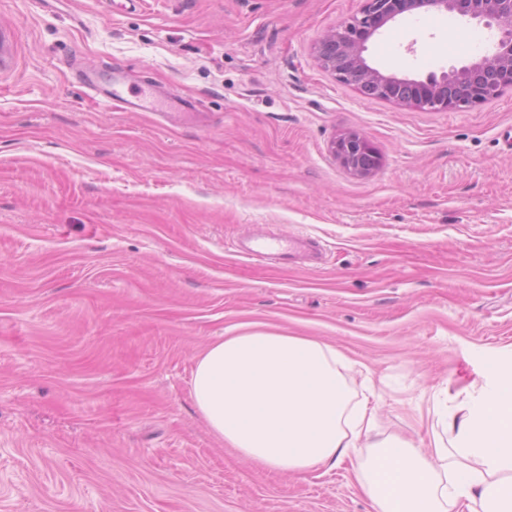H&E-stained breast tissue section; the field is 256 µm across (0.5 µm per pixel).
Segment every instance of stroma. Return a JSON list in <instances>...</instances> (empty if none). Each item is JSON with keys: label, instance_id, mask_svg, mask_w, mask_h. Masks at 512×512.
Returning a JSON list of instances; mask_svg holds the SVG:
<instances>
[{"label": "stroma", "instance_id": "obj_1", "mask_svg": "<svg viewBox=\"0 0 512 512\" xmlns=\"http://www.w3.org/2000/svg\"><path fill=\"white\" fill-rule=\"evenodd\" d=\"M360 6L0 0V512H369L346 467L272 472L209 431L192 372L237 325L336 347L381 398L376 438L427 448L447 393L512 355V91L456 112L361 99L315 57ZM496 39L415 13L366 55L422 79ZM86 64L152 108H117ZM348 132L372 175L334 156ZM259 227L321 261L239 256ZM332 151L344 168L358 176H368L380 165L378 152L364 136L355 132L338 137Z\"/></svg>", "mask_w": 512, "mask_h": 512}]
</instances>
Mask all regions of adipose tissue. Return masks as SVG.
Listing matches in <instances>:
<instances>
[{"label":"adipose tissue","mask_w":512,"mask_h":512,"mask_svg":"<svg viewBox=\"0 0 512 512\" xmlns=\"http://www.w3.org/2000/svg\"><path fill=\"white\" fill-rule=\"evenodd\" d=\"M347 357L304 336L246 324L198 356L192 397L211 433L272 470L350 463L371 512H512V357L484 364L470 397L438 411L430 449L375 442V408L355 399Z\"/></svg>","instance_id":"ef3b65f1"}]
</instances>
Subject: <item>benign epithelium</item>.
I'll list each match as a JSON object with an SVG mask.
<instances>
[{
  "instance_id": "7a95c632",
  "label": "benign epithelium",
  "mask_w": 512,
  "mask_h": 512,
  "mask_svg": "<svg viewBox=\"0 0 512 512\" xmlns=\"http://www.w3.org/2000/svg\"><path fill=\"white\" fill-rule=\"evenodd\" d=\"M415 11L483 21L496 27L500 38L480 59L439 76L431 73L424 79H410L372 66L365 57L367 42L399 16ZM315 54L324 71L355 87L365 99L460 111L512 90V0H362L358 14L323 35ZM332 151L344 168L358 176H368L380 165L378 152L355 132L338 137Z\"/></svg>"
}]
</instances>
